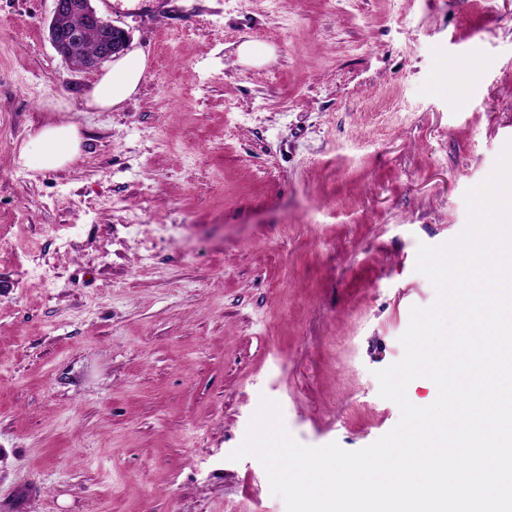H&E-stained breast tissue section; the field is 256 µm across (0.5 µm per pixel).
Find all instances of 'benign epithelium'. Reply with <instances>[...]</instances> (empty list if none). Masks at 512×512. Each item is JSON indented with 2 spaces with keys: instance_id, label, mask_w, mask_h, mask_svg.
<instances>
[{
  "instance_id": "1",
  "label": "benign epithelium",
  "mask_w": 512,
  "mask_h": 512,
  "mask_svg": "<svg viewBox=\"0 0 512 512\" xmlns=\"http://www.w3.org/2000/svg\"><path fill=\"white\" fill-rule=\"evenodd\" d=\"M77 15L81 24L72 25L69 17ZM93 30L99 36L97 54L84 51L85 33ZM49 40L54 49L77 70H94L105 60L126 49L128 34L105 19L94 5V0H54V9L49 23Z\"/></svg>"
}]
</instances>
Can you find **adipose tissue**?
<instances>
[{"label": "adipose tissue", "mask_w": 512, "mask_h": 512, "mask_svg": "<svg viewBox=\"0 0 512 512\" xmlns=\"http://www.w3.org/2000/svg\"><path fill=\"white\" fill-rule=\"evenodd\" d=\"M146 60L132 50L112 61L94 83L88 106L101 110L121 108L136 94L143 80ZM81 138L75 125L51 124L30 136L20 149L19 159L29 169L54 171L66 166L80 151Z\"/></svg>", "instance_id": "ef3b65f1"}]
</instances>
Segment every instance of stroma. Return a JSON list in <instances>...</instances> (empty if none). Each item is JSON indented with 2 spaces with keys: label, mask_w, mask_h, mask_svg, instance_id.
<instances>
[{
  "label": "stroma",
  "mask_w": 512,
  "mask_h": 512,
  "mask_svg": "<svg viewBox=\"0 0 512 512\" xmlns=\"http://www.w3.org/2000/svg\"><path fill=\"white\" fill-rule=\"evenodd\" d=\"M53 8L0 0V512H286L228 455L264 396L305 446L397 424L418 246L512 139V0H147L105 112ZM59 123L79 156L24 167ZM145 69L146 60L139 50H131L112 61L94 83L87 105L118 110L137 93ZM80 144L81 138L74 124L47 125L23 144L19 160L32 170L54 171L78 155Z\"/></svg>",
  "instance_id": "stroma-1"
}]
</instances>
